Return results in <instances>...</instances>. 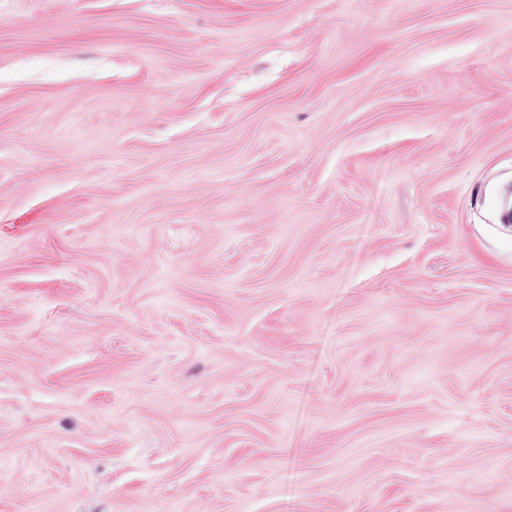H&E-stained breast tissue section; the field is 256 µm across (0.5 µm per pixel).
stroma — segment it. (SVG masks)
I'll return each instance as SVG.
<instances>
[{"mask_svg": "<svg viewBox=\"0 0 512 512\" xmlns=\"http://www.w3.org/2000/svg\"><path fill=\"white\" fill-rule=\"evenodd\" d=\"M512 0H0V512H512Z\"/></svg>", "mask_w": 512, "mask_h": 512, "instance_id": "35a3bbf8", "label": "stroma"}]
</instances>
